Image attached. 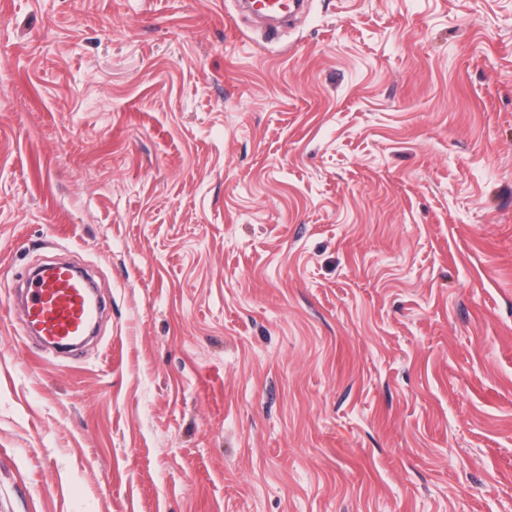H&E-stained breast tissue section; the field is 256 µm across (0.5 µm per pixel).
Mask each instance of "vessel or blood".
Wrapping results in <instances>:
<instances>
[{
    "instance_id": "b4317fda",
    "label": "vessel or blood",
    "mask_w": 512,
    "mask_h": 512,
    "mask_svg": "<svg viewBox=\"0 0 512 512\" xmlns=\"http://www.w3.org/2000/svg\"><path fill=\"white\" fill-rule=\"evenodd\" d=\"M24 324L48 345H66L94 325L101 306L89 282L67 264L49 266L29 285Z\"/></svg>"
}]
</instances>
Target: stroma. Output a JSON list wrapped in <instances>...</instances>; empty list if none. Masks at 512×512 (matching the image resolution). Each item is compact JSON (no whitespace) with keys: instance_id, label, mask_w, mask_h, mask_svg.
Returning a JSON list of instances; mask_svg holds the SVG:
<instances>
[{"instance_id":"stroma-1","label":"stroma","mask_w":512,"mask_h":512,"mask_svg":"<svg viewBox=\"0 0 512 512\" xmlns=\"http://www.w3.org/2000/svg\"><path fill=\"white\" fill-rule=\"evenodd\" d=\"M0 512H512V0H0ZM29 284L24 324L48 345L82 336L101 311L86 276L68 264L49 266Z\"/></svg>"}]
</instances>
